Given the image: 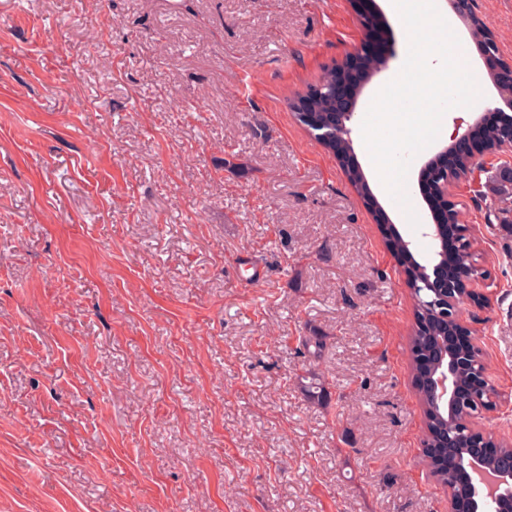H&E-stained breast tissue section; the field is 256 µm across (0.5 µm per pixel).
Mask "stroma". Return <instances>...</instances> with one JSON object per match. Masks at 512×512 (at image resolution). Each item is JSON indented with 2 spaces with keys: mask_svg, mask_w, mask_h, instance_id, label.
Here are the masks:
<instances>
[{
  "mask_svg": "<svg viewBox=\"0 0 512 512\" xmlns=\"http://www.w3.org/2000/svg\"><path fill=\"white\" fill-rule=\"evenodd\" d=\"M374 6L396 55L351 122L372 205L295 108L368 44L350 0H0V512H448L387 239L430 263L419 171L501 99L457 22L482 96L413 158L411 227L362 139L408 50ZM473 7L512 59V0ZM452 198L487 273L481 426L512 439V239ZM299 384L308 400L313 402H322L328 397L324 383L312 372L298 377Z\"/></svg>",
  "mask_w": 512,
  "mask_h": 512,
  "instance_id": "stroma-1",
  "label": "stroma"
}]
</instances>
